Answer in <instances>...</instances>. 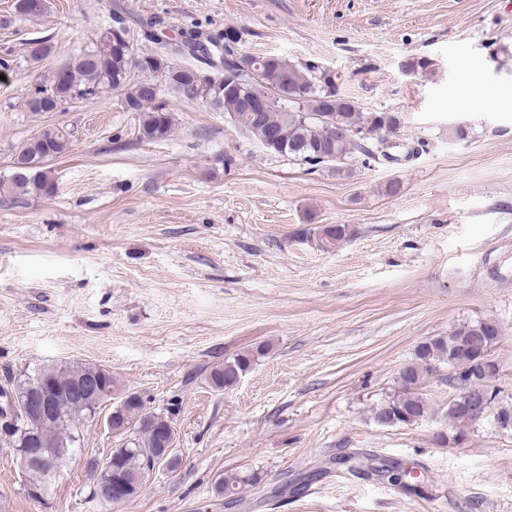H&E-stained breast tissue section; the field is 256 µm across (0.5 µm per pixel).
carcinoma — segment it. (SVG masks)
Here are the masks:
<instances>
[{
    "label": "carcinoma",
    "instance_id": "carcinoma-1",
    "mask_svg": "<svg viewBox=\"0 0 512 512\" xmlns=\"http://www.w3.org/2000/svg\"><path fill=\"white\" fill-rule=\"evenodd\" d=\"M29 0H14V14L33 19L43 15L47 3L35 11L28 8ZM180 43L188 48L184 55L190 63H176L169 56V47L155 42V47L146 52H135L134 44L124 45L103 31L92 46L84 48L74 62L58 68L60 80L53 78L34 88L26 104L33 112H49L74 100L87 101L100 97L108 90L122 91L121 105L135 116L137 140L152 142L166 139L172 131L173 117L167 103L159 94L148 90L142 78L129 74L131 59L137 57L143 68L157 74L165 87L182 101L206 104L224 113L231 123L251 139L265 144L271 132L283 134L280 147H269L267 151L286 157L300 165L315 169L334 166L341 171L347 161L354 157L362 162L380 159L396 163L423 150L424 144L403 142L388 145L389 130L400 124L399 117L391 112H364L357 102L336 88L332 80L309 64L302 66L283 57L252 56L258 64L256 76L245 87L228 80L227 84L214 86L196 80L199 73L220 63L227 64L225 57L214 59L209 44L199 33L182 35ZM250 97L256 101L268 100L269 107L258 113L252 123L242 118V99ZM373 118L374 135L369 144L361 143L362 132L368 118ZM331 126H343L352 131L345 140H331L327 132ZM71 133L63 128L47 127L26 144L25 151L15 161L16 167L9 178L0 180V191L16 197L36 194L53 196L58 185L47 166L48 160L66 153L71 146ZM348 230L344 224L323 226L319 229L321 245H333L344 239ZM483 326L487 339L502 335L500 325L493 320L460 323L446 336H436L421 342L414 359L408 363L398 377V390L373 409L374 421L380 426L409 425L424 418L429 410L420 387L437 372L439 365L465 369L466 363L453 357L451 348L462 336L475 335V328ZM264 349L247 351L224 360L209 373L213 388L224 390L234 387L255 357ZM99 372L103 381L116 391L112 410L125 424L121 435L125 442L112 449L109 456L93 467L96 481L112 480L140 491L153 471L160 467L174 469L178 465L174 448V427L170 415L154 413L146 409V400L136 391L118 389L112 374L91 363L60 362L46 365L17 385L23 389L32 381L51 379L68 385L90 372ZM58 406L62 416L57 421L39 426L41 438L58 452V461L65 464L80 442V424L93 419L99 407L88 399L62 397ZM255 474L221 477L216 481V491L232 495L242 484H255Z\"/></svg>",
    "mask_w": 512,
    "mask_h": 512
}]
</instances>
